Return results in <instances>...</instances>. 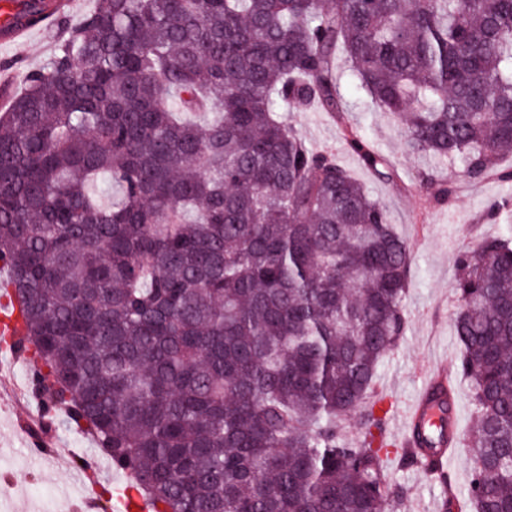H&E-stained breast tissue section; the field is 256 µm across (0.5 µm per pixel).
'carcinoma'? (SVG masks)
<instances>
[{
    "label": "carcinoma",
    "instance_id": "cac0c4a2",
    "mask_svg": "<svg viewBox=\"0 0 512 512\" xmlns=\"http://www.w3.org/2000/svg\"><path fill=\"white\" fill-rule=\"evenodd\" d=\"M48 0H22L34 22ZM0 109V281L43 399L160 512H379L383 457L424 471L447 428L387 449L367 401L407 327L389 210L278 108L347 117L335 53L448 200L512 153V0H96ZM453 368L479 429L468 492L512 509V237L458 255ZM360 412L362 443L341 436Z\"/></svg>",
    "mask_w": 512,
    "mask_h": 512
}]
</instances>
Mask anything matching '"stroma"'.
Instances as JSON below:
<instances>
[{"mask_svg":"<svg viewBox=\"0 0 512 512\" xmlns=\"http://www.w3.org/2000/svg\"><path fill=\"white\" fill-rule=\"evenodd\" d=\"M62 36L59 23L47 22L31 29L23 40H0V64L14 75L10 91L22 87L24 71L49 61ZM344 102L350 107L361 131L390 160L393 180H384L367 171L343 142L340 126L327 114L281 110L282 120L306 143L328 149L354 178L363 183L372 197L388 208L396 231L404 237L412 254V280L406 298L407 329L398 347L382 360L373 393L393 402L399 415L390 423L399 432L401 416L426 385L431 371L444 361H454L459 346L453 328L458 299L452 282L457 254L464 247L511 230L503 222L484 219L491 202L501 200V179L489 178L477 184L459 182L446 205L434 203L429 190L417 188V176L428 167V159L409 154L388 113L368 111L366 103L349 77L340 81ZM32 389L26 384L22 365L0 368V477L9 476L15 485L12 495L0 497V512H77L81 502L97 497V512H108L113 490L123 486V472L101 471L99 480L105 493L95 496L87 477L79 476L76 459L102 461L103 456L85 435L66 426H54L61 458L55 467L43 464L32 451V442L23 433L22 421L35 413ZM393 486L405 488L400 512H435L442 487L426 477L420 468L385 464Z\"/></svg>","mask_w":512,"mask_h":512,"instance_id":"obj_1","label":"stroma"}]
</instances>
